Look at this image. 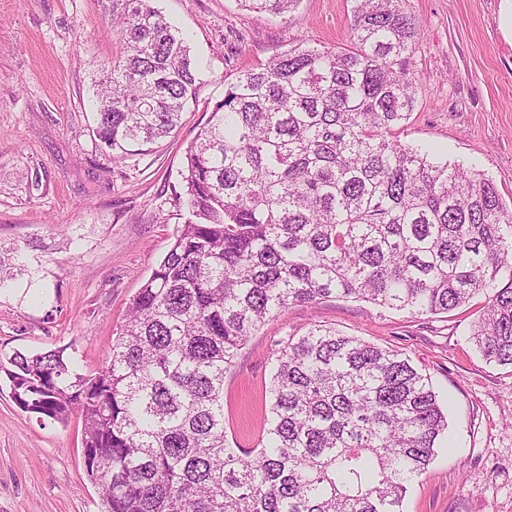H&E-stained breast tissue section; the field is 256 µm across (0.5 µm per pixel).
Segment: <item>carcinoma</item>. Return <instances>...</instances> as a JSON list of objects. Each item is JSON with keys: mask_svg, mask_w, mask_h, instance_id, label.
<instances>
[{"mask_svg": "<svg viewBox=\"0 0 512 512\" xmlns=\"http://www.w3.org/2000/svg\"><path fill=\"white\" fill-rule=\"evenodd\" d=\"M240 2L277 15L298 0ZM401 2L356 0L351 46L300 45L227 84L185 154L188 217L104 367L77 373L63 348L0 355L22 411L82 418L104 512H401L448 421L397 350L319 324L288 337L258 447L229 445L224 373L291 304L419 316L486 294L471 340L512 365V205L393 137L415 106ZM112 21L124 52L95 80L96 134L122 160L181 126L199 67L151 0H112Z\"/></svg>", "mask_w": 512, "mask_h": 512, "instance_id": "carcinoma-1", "label": "carcinoma"}]
</instances>
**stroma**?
I'll list each match as a JSON object with an SVG mask.
<instances>
[{"label": "stroma", "mask_w": 512, "mask_h": 512, "mask_svg": "<svg viewBox=\"0 0 512 512\" xmlns=\"http://www.w3.org/2000/svg\"><path fill=\"white\" fill-rule=\"evenodd\" d=\"M199 63L181 129L115 161L101 149L93 81L123 45L111 0H0V353L62 348L84 374L104 366L143 282L187 211V146L239 72L298 43L350 44L353 0H299L258 16L239 0H154ZM418 40L408 60L416 104L397 130L434 160L485 173L512 198V39L500 0H404ZM485 295L454 312L413 316L331 298L291 305L250 336L224 374L231 446L254 447L267 387L289 335L322 324L400 351L430 377L448 436L408 490L403 512H512V365L471 342ZM82 422H40L0 376V512H101L103 488L83 466Z\"/></svg>", "instance_id": "35a3bbf8"}]
</instances>
